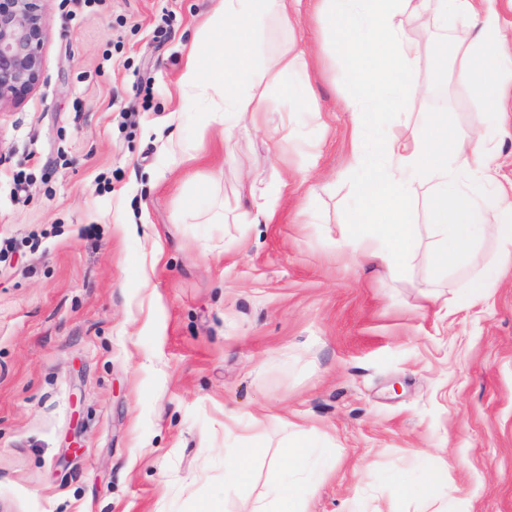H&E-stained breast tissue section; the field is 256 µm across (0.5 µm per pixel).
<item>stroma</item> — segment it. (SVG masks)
Instances as JSON below:
<instances>
[{
	"label": "stroma",
	"mask_w": 512,
	"mask_h": 512,
	"mask_svg": "<svg viewBox=\"0 0 512 512\" xmlns=\"http://www.w3.org/2000/svg\"><path fill=\"white\" fill-rule=\"evenodd\" d=\"M218 0H45L42 75L0 105V512H246L290 438L315 451L308 512H512V272L476 303L418 252L381 279L342 251L354 177L341 102L369 97L320 23L257 26L276 139H225L180 85ZM418 95L371 126L482 117L449 49L464 23L406 17ZM284 188L261 216L273 184ZM262 446L224 481L238 435Z\"/></svg>",
	"instance_id": "1"
}]
</instances>
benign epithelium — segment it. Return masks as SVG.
<instances>
[{"instance_id":"benign-epithelium-1","label":"benign epithelium","mask_w":512,"mask_h":512,"mask_svg":"<svg viewBox=\"0 0 512 512\" xmlns=\"http://www.w3.org/2000/svg\"><path fill=\"white\" fill-rule=\"evenodd\" d=\"M47 26L43 0H0V103L39 83Z\"/></svg>"}]
</instances>
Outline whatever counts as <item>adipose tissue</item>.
<instances>
[{
  "label": "adipose tissue",
  "instance_id": "obj_1",
  "mask_svg": "<svg viewBox=\"0 0 512 512\" xmlns=\"http://www.w3.org/2000/svg\"><path fill=\"white\" fill-rule=\"evenodd\" d=\"M222 22L204 40V51L193 52L181 78L184 88L209 99L210 124L232 133L235 125L264 124L267 92L285 83L291 73L306 75L305 51L282 52L257 59L253 49L255 24L272 17L291 27L303 7L324 22L329 44L352 60L357 78L384 94L388 108L399 107L417 92L410 75L423 48L402 27L399 17L431 13L466 20L469 35L458 53L469 64L460 72L490 106L491 116H505L503 85L486 83L487 71L501 69L508 36L494 7L477 9L475 0H219ZM348 112L349 167L357 182L351 219L358 229L344 243L354 264L397 276L413 259L415 246L426 245L433 265L448 271L464 266L473 277L458 291L456 301L470 304L512 267V193L497 178L491 147L481 131L467 138L451 137L440 114L416 123L400 134L386 136L367 125L363 100L343 102ZM375 140L373 152L362 150ZM427 186V223L415 220L417 185ZM311 452L302 440L279 450L277 465L294 478L251 512H306L309 489L297 481Z\"/></svg>",
  "mask_w": 512,
  "mask_h": 512
}]
</instances>
